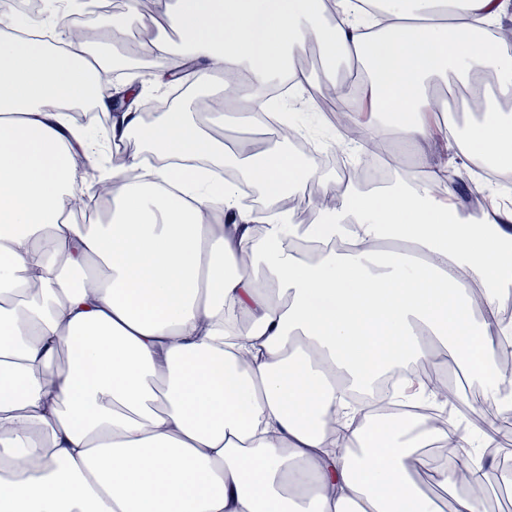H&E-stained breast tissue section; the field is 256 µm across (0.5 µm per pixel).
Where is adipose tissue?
Segmentation results:
<instances>
[{"label":"adipose tissue","instance_id":"obj_1","mask_svg":"<svg viewBox=\"0 0 512 512\" xmlns=\"http://www.w3.org/2000/svg\"><path fill=\"white\" fill-rule=\"evenodd\" d=\"M512 0H169L140 51L188 60L199 94L244 101L242 126L272 107L251 87L287 75L309 45L368 72V130L416 148L464 137L457 171L512 170V43L485 25ZM0 13V512H440L417 480L454 487L451 512H485L471 487L495 439L474 417L430 421L437 394L406 412L343 410L396 365H449L504 414L512 345V209L446 203L435 170L289 223L291 187L315 160L251 140L224 145V115L194 99L145 122L113 113L107 140L141 150L107 174L109 218L72 224L83 163L99 150L74 110L111 111L97 78L107 54L84 40L28 39ZM483 101L459 134L435 120L448 77ZM230 167L269 205L238 203ZM310 242L301 259L293 239Z\"/></svg>","mask_w":512,"mask_h":512}]
</instances>
